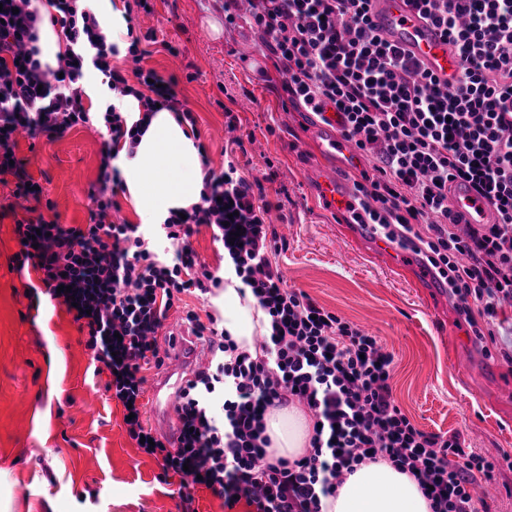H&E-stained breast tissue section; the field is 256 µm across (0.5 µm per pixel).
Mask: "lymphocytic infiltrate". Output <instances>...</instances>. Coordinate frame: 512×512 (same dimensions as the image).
<instances>
[{"label":"lymphocytic infiltrate","mask_w":512,"mask_h":512,"mask_svg":"<svg viewBox=\"0 0 512 512\" xmlns=\"http://www.w3.org/2000/svg\"><path fill=\"white\" fill-rule=\"evenodd\" d=\"M0 0V176L13 178L16 202L40 199L16 159L17 136L47 137L98 121L112 141L101 161L104 186L90 193L89 222L68 227L44 216L17 220V269L38 273L42 292L70 307L86 330L85 346L110 375L107 393L133 416L132 440L160 465L161 480L178 477L182 512H194L188 487L204 486L229 512L239 502L255 512H324L348 475L383 460L411 474L431 512H477L482 484L499 461L465 451L459 434L416 427L395 403L394 357L377 337L290 288L274 267L278 237L266 219L269 201L234 161L216 172L202 157L200 201L161 224L120 219L113 166L135 150L144 131L116 106L91 116L81 85L98 70L115 98L163 108L179 123L196 118L178 80L144 68L140 42L120 49L104 19L79 0ZM372 0H224V18L247 17L262 52L282 77L281 97L301 112H335L354 151L372 159L355 185L350 221L372 237L417 255L443 280L479 341L512 365V0H409L442 27L460 59L459 85L448 90L419 61L385 39L371 22ZM49 22L65 50L55 66L37 58V28ZM126 55L130 72L113 65ZM464 181L496 212L492 224H460L448 207L451 183ZM206 225L231 267L269 317L255 353L238 350L214 314L200 316L187 299L207 300L224 270L201 260L191 237ZM179 309L209 353L178 397L176 440L154 437L144 419L145 373L161 368L159 337ZM305 405L314 427L305 453L271 458L267 410Z\"/></svg>","instance_id":"lymphocytic-infiltrate-1"}]
</instances>
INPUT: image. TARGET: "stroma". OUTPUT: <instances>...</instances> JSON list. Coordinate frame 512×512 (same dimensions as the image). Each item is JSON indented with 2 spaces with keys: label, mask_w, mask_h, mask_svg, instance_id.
<instances>
[{
  "label": "stroma",
  "mask_w": 512,
  "mask_h": 512,
  "mask_svg": "<svg viewBox=\"0 0 512 512\" xmlns=\"http://www.w3.org/2000/svg\"><path fill=\"white\" fill-rule=\"evenodd\" d=\"M132 24L138 36L155 30L157 43L140 44L143 65L178 78L213 167L222 169L229 150L241 174L260 181L286 242L272 262L288 285L394 354L392 394L418 428L460 433L480 453L512 449V368L469 335L412 254L379 255L370 234L326 206L319 178L335 163L320 156L306 117L284 110L282 77L248 25L225 27L224 0H153ZM243 44L254 49L252 65L239 60ZM228 109L239 119L233 134ZM107 140L94 125L21 138L18 156L43 188L45 218L87 223ZM10 201L0 184V512H180L178 478L159 481L157 462L129 437L71 315L28 295L37 275L16 268Z\"/></svg>",
  "instance_id": "1"
}]
</instances>
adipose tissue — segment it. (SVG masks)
<instances>
[{
	"mask_svg": "<svg viewBox=\"0 0 512 512\" xmlns=\"http://www.w3.org/2000/svg\"><path fill=\"white\" fill-rule=\"evenodd\" d=\"M118 165L143 223H163L172 210L200 200L199 155L186 127L172 112H156L134 155L120 154ZM241 286L234 275H226L223 290L211 303L225 332L239 349L250 352L253 333L266 326L267 316L252 294H241ZM265 426L273 457L300 456L308 445L311 431L300 409H270ZM325 505L327 512H431L417 481L384 461L359 466Z\"/></svg>",
	"mask_w": 512,
	"mask_h": 512,
	"instance_id": "ef3b65f1",
	"label": "adipose tissue"
}]
</instances>
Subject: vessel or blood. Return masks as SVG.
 I'll use <instances>...</instances> for the list:
<instances>
[{
  "label": "vessel or blood",
  "mask_w": 512,
  "mask_h": 512,
  "mask_svg": "<svg viewBox=\"0 0 512 512\" xmlns=\"http://www.w3.org/2000/svg\"><path fill=\"white\" fill-rule=\"evenodd\" d=\"M371 19L388 41L415 55L423 69L435 76L441 84L455 86L459 78L458 58L448 44L442 30L424 19L413 10L408 0H373ZM313 132L322 141L324 154L341 157L349 150L336 123L317 121ZM343 173L325 176L322 181V195L328 207L335 212H346L351 201L350 192L344 191ZM449 206L465 224H488L492 221V205L476 196L464 183L452 185ZM184 368L173 365L155 384L153 399L155 406L169 409L173 394L184 383Z\"/></svg>",
  "instance_id": "b4317fda"
}]
</instances>
